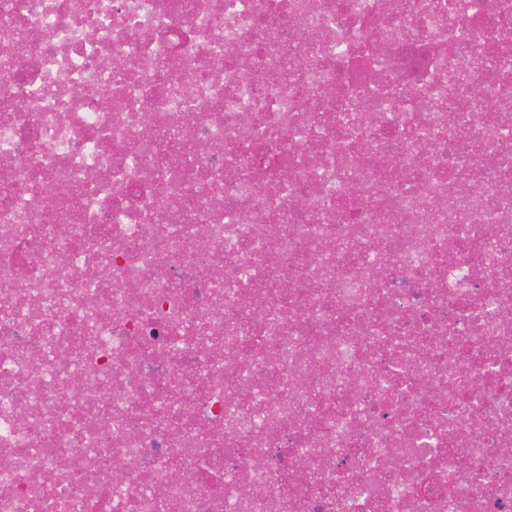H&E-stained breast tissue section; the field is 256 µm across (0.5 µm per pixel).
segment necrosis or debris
Listing matches in <instances>:
<instances>
[{"mask_svg":"<svg viewBox=\"0 0 512 512\" xmlns=\"http://www.w3.org/2000/svg\"><path fill=\"white\" fill-rule=\"evenodd\" d=\"M456 2L0 0V512H512V0Z\"/></svg>","mask_w":512,"mask_h":512,"instance_id":"4bbe7bcc","label":"necrosis or debris"}]
</instances>
